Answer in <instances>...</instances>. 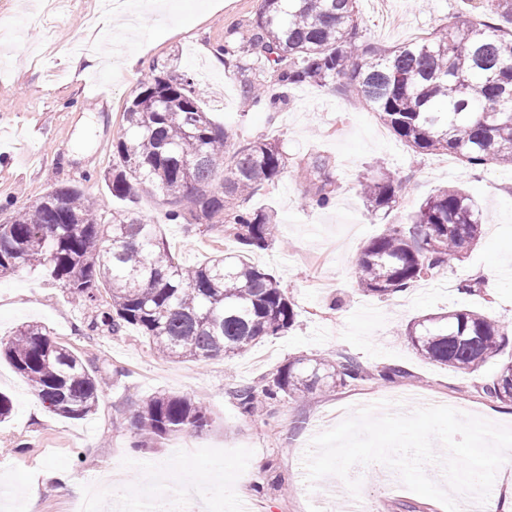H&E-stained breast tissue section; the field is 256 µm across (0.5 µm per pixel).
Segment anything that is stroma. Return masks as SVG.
<instances>
[{"label": "stroma", "instance_id": "obj_1", "mask_svg": "<svg viewBox=\"0 0 512 512\" xmlns=\"http://www.w3.org/2000/svg\"><path fill=\"white\" fill-rule=\"evenodd\" d=\"M106 6L107 0H0V46L7 52L0 61V223L61 185L78 188L110 213L129 207L110 195L105 182L118 162L112 144L150 65L172 61L176 73L200 85L204 109L226 125L234 143L276 138L288 157L284 176L250 201L274 212L278 239L246 259L276 275L294 304L295 322L284 335L263 338L230 359L173 362L154 357L135 328L116 335L89 330L88 312L38 274L0 278V336L26 322L42 323L56 342L94 363L101 383L96 413L69 420L50 413L29 383L0 361V392L13 403L11 418L0 423V485L19 490L44 470L64 472L71 489L45 482L37 510L72 512L89 484L109 486L139 458L162 466L171 487L195 488L197 512H232L245 487L252 490L250 512H310V497L326 486L333 496L323 512H347L355 496L345 481L333 475L308 481L300 464L309 438L361 405L389 399L393 412L408 414L432 402L479 417L502 415L512 427V405L491 401L481 390L483 379L512 360V342L497 361L471 373L424 359L403 335L420 317L457 307L512 324V277L505 275L512 268V169L478 170L447 154L416 152L334 89L303 84L280 90L272 69L253 66L246 44L260 0H171L165 28H156L145 8L131 34L110 40L96 23ZM358 9L361 30L382 49L431 36L451 20L485 17L480 0H359ZM228 39L239 45L238 59L216 66L211 54ZM86 54L100 55V67L72 69L71 59ZM131 56L137 65L125 67ZM248 81L284 92L285 101L244 109L240 88ZM313 153L335 167V198L323 209L305 207L308 185L297 176L301 160ZM383 171L398 174L404 185L399 207L385 219L371 215L359 185L364 175ZM449 185L463 189L482 211L479 240L436 279L399 295L380 299L360 290L354 270L363 246L386 225L402 226L426 197ZM131 207L157 225L184 265L238 249L232 236L190 234L168 223L165 205L150 193L138 192ZM474 281L481 282L480 291L461 292ZM343 355L372 372L395 366L403 374L281 401L260 418L240 415L229 395L230 382H264L288 361ZM154 393L202 402L211 427L173 435L152 450L132 448L129 407ZM79 449L85 452L80 461ZM384 470L373 463L350 471L361 482L357 497L373 512H445L402 482L383 484Z\"/></svg>", "mask_w": 512, "mask_h": 512}]
</instances>
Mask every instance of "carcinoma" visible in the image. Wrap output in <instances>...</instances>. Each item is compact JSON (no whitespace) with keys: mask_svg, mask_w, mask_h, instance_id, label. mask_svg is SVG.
<instances>
[{"mask_svg":"<svg viewBox=\"0 0 512 512\" xmlns=\"http://www.w3.org/2000/svg\"><path fill=\"white\" fill-rule=\"evenodd\" d=\"M508 24L454 21L440 37L381 50L362 35L358 0H262L248 43L254 62L272 66L279 86H333L374 112L410 147L455 156L474 168H512V0H486ZM249 108L279 96L249 82ZM122 136L112 143L119 163L108 176L112 197L126 200L144 187L168 206L165 217L186 232L234 237L239 252L199 266L180 264L150 224L132 211L108 220L70 186L58 187L0 224V276L38 272L61 283L93 313L89 328L119 334L136 328L167 360L205 363L232 358L256 341L288 332L294 304L276 276L247 262L276 239L273 212L248 206L287 167L278 141L231 142L228 130L201 107L193 78L154 64L124 112ZM307 205L325 208L336 191L335 169L321 155L301 167ZM222 177L221 191L210 187ZM402 182L390 173L367 177L361 193L376 216L398 206ZM409 227L371 239L356 265L361 289L388 297L434 275L481 235L482 215L454 185L437 190L410 214ZM110 302L98 303L100 288ZM404 336L422 356L453 369L479 371L508 343V326L477 311L454 308L413 322ZM0 357L26 379L53 414L84 419L97 406L100 384L92 364L50 337L41 323L0 337ZM397 367L370 373L358 361L300 358L261 385L235 384L229 394L249 416L264 405L294 400L318 387L336 389L375 375L388 381ZM512 402V361L481 386ZM134 447L178 432H203L206 407L187 396L155 394L129 417Z\"/></svg>","mask_w":512,"mask_h":512,"instance_id":"cac0c4a2","label":"carcinoma"}]
</instances>
